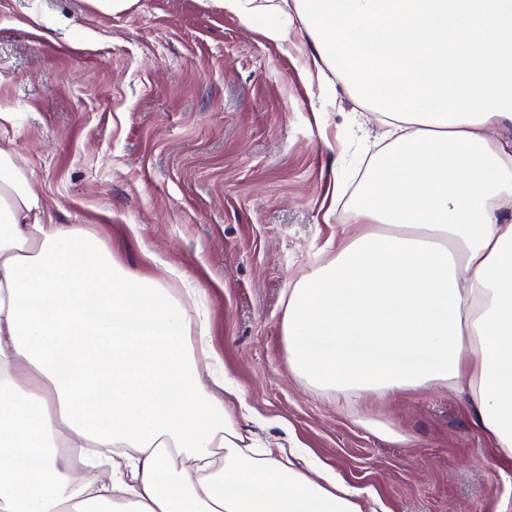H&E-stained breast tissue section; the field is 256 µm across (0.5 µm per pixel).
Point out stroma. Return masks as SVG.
<instances>
[{"instance_id": "1", "label": "stroma", "mask_w": 512, "mask_h": 512, "mask_svg": "<svg viewBox=\"0 0 512 512\" xmlns=\"http://www.w3.org/2000/svg\"><path fill=\"white\" fill-rule=\"evenodd\" d=\"M311 51L208 0L112 16L86 0H0V128L54 223L97 225L129 271L172 265L203 289L211 344L255 413L244 434L295 442L385 512H496L512 466L495 467L465 396L347 403L289 371L288 284L334 256L385 143L345 86L309 78Z\"/></svg>"}]
</instances>
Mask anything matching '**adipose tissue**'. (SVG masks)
Segmentation results:
<instances>
[{"mask_svg": "<svg viewBox=\"0 0 512 512\" xmlns=\"http://www.w3.org/2000/svg\"><path fill=\"white\" fill-rule=\"evenodd\" d=\"M209 2L279 45L307 34L319 85L388 127L335 256L289 290L292 375L340 399L461 392L511 466L512 0ZM199 294L53 223L0 148V512H366L240 431Z\"/></svg>", "mask_w": 512, "mask_h": 512, "instance_id": "adipose-tissue-1", "label": "adipose tissue"}]
</instances>
